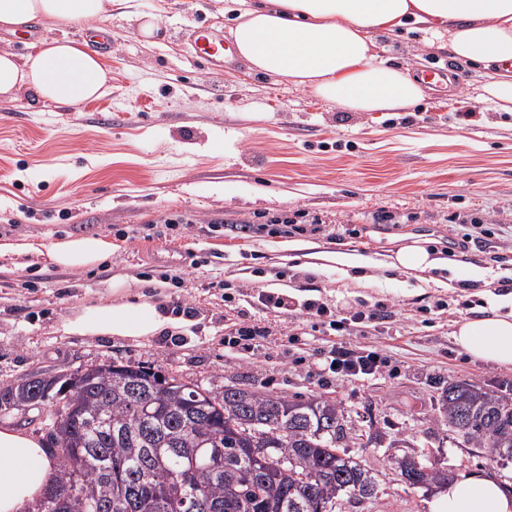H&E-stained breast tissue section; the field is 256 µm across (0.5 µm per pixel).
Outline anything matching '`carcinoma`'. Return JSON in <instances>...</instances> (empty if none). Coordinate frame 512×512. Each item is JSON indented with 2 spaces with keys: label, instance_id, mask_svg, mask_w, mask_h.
<instances>
[{
  "label": "carcinoma",
  "instance_id": "carcinoma-1",
  "mask_svg": "<svg viewBox=\"0 0 512 512\" xmlns=\"http://www.w3.org/2000/svg\"><path fill=\"white\" fill-rule=\"evenodd\" d=\"M62 405L47 433L53 487L33 512H336L368 499L372 469L348 451L358 439L341 404L255 387L224 395L139 363L78 368L51 381L0 386V408ZM441 422L475 448L512 451V397L467 382L443 391ZM413 488L450 471L394 459Z\"/></svg>",
  "mask_w": 512,
  "mask_h": 512
}]
</instances>
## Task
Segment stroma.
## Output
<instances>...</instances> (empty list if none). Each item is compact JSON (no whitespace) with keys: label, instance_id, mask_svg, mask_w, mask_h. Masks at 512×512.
<instances>
[{"label":"stroma","instance_id":"1","mask_svg":"<svg viewBox=\"0 0 512 512\" xmlns=\"http://www.w3.org/2000/svg\"><path fill=\"white\" fill-rule=\"evenodd\" d=\"M226 6L113 5L106 95L79 107L46 106L24 90L0 98V243L35 247L0 256V384L117 361L217 395L235 385L336 400L363 435L356 455L379 479L375 496L341 512H429L430 493L391 465L408 452L512 488V460L489 459L436 423L449 383L512 396V366L460 355L452 340L456 324L485 316L499 280L512 278V112L484 101L483 69L451 63L447 41L421 32L369 34L374 53L409 73L455 70L453 89L425 85L397 112L344 111L236 57L220 71L190 62L194 27L229 34ZM138 11L160 20L150 41L138 34ZM297 211L302 233L261 226L263 216ZM68 236L105 237L112 256L90 269L58 266L43 248ZM416 238L433 240L453 266L428 282L379 268ZM345 251L371 259L364 279L310 258ZM472 264L490 270L487 284L468 280ZM115 281L127 295L196 315L149 341L61 332L71 309L109 299ZM258 286L299 304L319 296L336 313L382 305L392 316L343 339L319 318L249 306ZM233 305L269 327L260 357L225 346ZM343 341L377 352L385 368L364 379L317 375Z\"/></svg>","mask_w":512,"mask_h":512}]
</instances>
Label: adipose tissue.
Here are the masks:
<instances>
[{
	"label": "adipose tissue",
	"mask_w": 512,
	"mask_h": 512,
	"mask_svg": "<svg viewBox=\"0 0 512 512\" xmlns=\"http://www.w3.org/2000/svg\"><path fill=\"white\" fill-rule=\"evenodd\" d=\"M117 0H0V28L16 31L33 20L81 23L97 30ZM232 29L238 56L253 71L308 88L349 112H393L419 101L418 79L379 59L369 32L419 25L434 39H448L455 59L489 68L484 98L512 112V0H236ZM108 81L102 58L68 37L40 42L20 56L0 51V97L32 92L43 105L76 107L100 98ZM47 253L57 265L91 268L112 255L101 236L53 242ZM447 258L416 239L399 247L387 268L428 273L448 266ZM113 302L83 304L60 324L71 336H115L150 340L185 326L164 306L122 295ZM466 355L512 365V293L499 296L490 316L465 320L453 333ZM57 468L40 438L10 423L0 424V512H27L52 488ZM430 512H512V494L477 474L442 486Z\"/></svg>",
	"instance_id": "1"
}]
</instances>
